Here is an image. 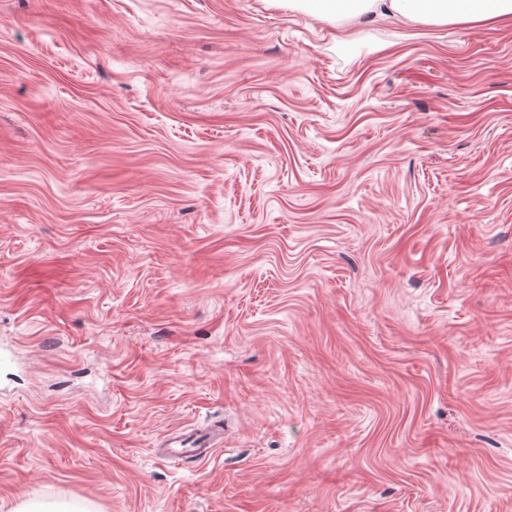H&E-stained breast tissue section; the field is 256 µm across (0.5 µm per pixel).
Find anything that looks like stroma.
Listing matches in <instances>:
<instances>
[{"label":"stroma","instance_id":"stroma-1","mask_svg":"<svg viewBox=\"0 0 512 512\" xmlns=\"http://www.w3.org/2000/svg\"><path fill=\"white\" fill-rule=\"evenodd\" d=\"M1 348L0 512H512V25L0 0ZM215 430H201L194 435L171 430L165 437L166 457L176 460L182 457L205 458L207 448H221L224 445V426Z\"/></svg>","mask_w":512,"mask_h":512}]
</instances>
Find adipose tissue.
<instances>
[{
  "mask_svg": "<svg viewBox=\"0 0 512 512\" xmlns=\"http://www.w3.org/2000/svg\"><path fill=\"white\" fill-rule=\"evenodd\" d=\"M275 4L327 20L395 17L445 25L472 23L488 28L512 21V0H274Z\"/></svg>",
  "mask_w": 512,
  "mask_h": 512,
  "instance_id": "obj_1",
  "label": "adipose tissue"
}]
</instances>
